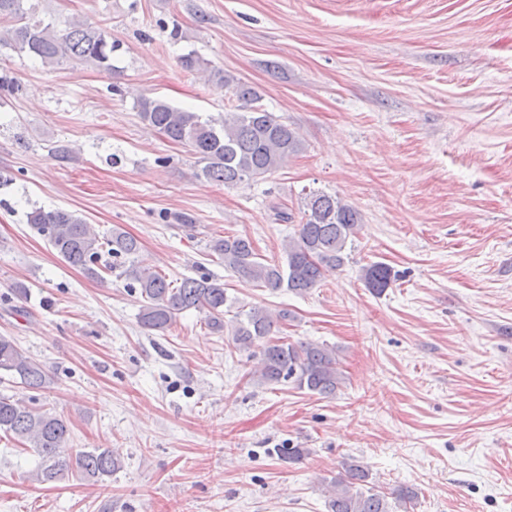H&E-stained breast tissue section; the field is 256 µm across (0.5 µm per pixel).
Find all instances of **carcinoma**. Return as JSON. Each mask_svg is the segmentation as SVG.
I'll list each match as a JSON object with an SVG mask.
<instances>
[{"mask_svg": "<svg viewBox=\"0 0 512 512\" xmlns=\"http://www.w3.org/2000/svg\"><path fill=\"white\" fill-rule=\"evenodd\" d=\"M26 2L0 0V50L8 49L48 66L91 64L112 72L115 46L103 28L77 20L59 34L51 24L32 20ZM180 62L186 71L208 68L193 51L182 55ZM223 79L224 85L232 88L237 105L219 119H205L159 97L139 96L135 108L146 126L198 155L206 180L238 185L278 170L303 150V141L288 124L263 108L261 95L253 87L232 75ZM27 223L66 263L81 268L91 278L100 279L102 272L122 267L129 287L143 299L139 322L145 330L163 333L183 312L198 310L205 313L206 325L212 331L231 336L236 348L250 350L258 358L251 372L258 383L273 385L290 380L298 388L324 397L335 395L342 386L335 348L292 343L275 336L278 324L288 321V311L274 317L260 307H239L237 300L227 295L224 284L209 276L185 278L174 286L166 276L135 262L140 249L135 237L118 228L102 236L75 211L35 207L27 213ZM360 224L359 213L340 197L311 191L304 197L297 235L288 242L286 266L263 262L253 242L243 236L216 238L210 249L244 283L303 294L319 286L327 273L343 266L348 240ZM396 277L384 262L362 269L365 285L376 294L384 292ZM235 306L239 310L224 321L225 310ZM1 371L27 390L37 391L49 383L43 366L9 336H0ZM0 430L35 450L41 458L35 473L39 482H53L69 472L101 481L120 467V461L102 448L64 456L71 434L68 422L20 398L0 396ZM367 480L368 474L360 465L353 460L345 462V477L330 481L326 488L329 512H409L417 498L411 487L365 488Z\"/></svg>", "mask_w": 512, "mask_h": 512, "instance_id": "1", "label": "carcinoma"}]
</instances>
